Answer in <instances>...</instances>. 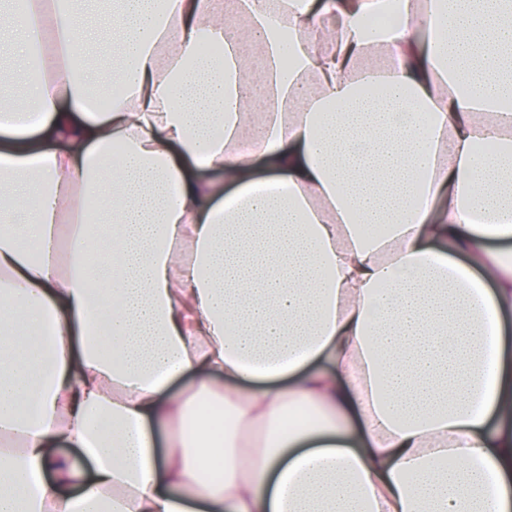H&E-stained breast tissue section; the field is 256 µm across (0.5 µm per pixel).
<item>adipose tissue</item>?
<instances>
[{
	"mask_svg": "<svg viewBox=\"0 0 512 512\" xmlns=\"http://www.w3.org/2000/svg\"><path fill=\"white\" fill-rule=\"evenodd\" d=\"M7 2L0 512H512V0Z\"/></svg>",
	"mask_w": 512,
	"mask_h": 512,
	"instance_id": "ef3b65f1",
	"label": "adipose tissue"
}]
</instances>
